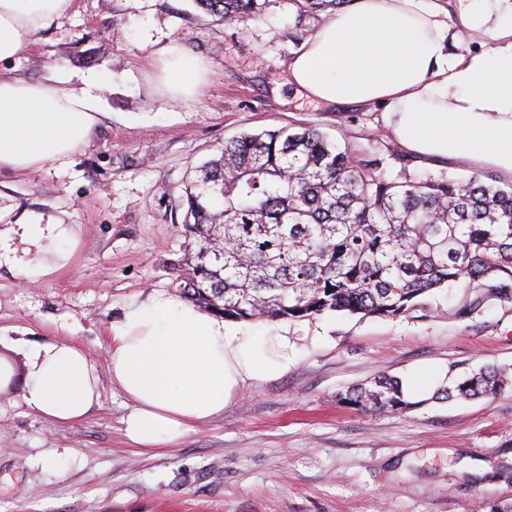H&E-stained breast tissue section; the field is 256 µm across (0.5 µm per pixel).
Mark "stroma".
Listing matches in <instances>:
<instances>
[{
  "label": "stroma",
  "mask_w": 512,
  "mask_h": 512,
  "mask_svg": "<svg viewBox=\"0 0 512 512\" xmlns=\"http://www.w3.org/2000/svg\"><path fill=\"white\" fill-rule=\"evenodd\" d=\"M326 12L292 0L227 26L193 0H74L40 31L12 75L35 80L59 65L67 84L104 75V117L67 166L0 174L9 221L41 214L76 225L68 267L31 283L35 246L0 238V355L71 342L100 375V404L84 421L53 425L0 393V512H478L512 502V390L429 400L404 412L345 404L348 387L442 366L457 380L486 365L512 371V301L475 306L480 291L444 286L394 318L326 312L288 321L297 363L245 388L222 415L180 443L130 446V402L113 386L105 342L125 302L152 290L179 295L187 237L183 201L195 167L225 139L285 125L312 126L374 160L398 183L465 179L470 164L413 156L376 103L304 96L288 66ZM173 39L203 57L210 78L190 102L165 100L151 51Z\"/></svg>",
  "instance_id": "1"
}]
</instances>
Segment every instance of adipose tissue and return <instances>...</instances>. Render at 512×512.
Returning a JSON list of instances; mask_svg holds the SVG:
<instances>
[{
  "label": "adipose tissue",
  "mask_w": 512,
  "mask_h": 512,
  "mask_svg": "<svg viewBox=\"0 0 512 512\" xmlns=\"http://www.w3.org/2000/svg\"><path fill=\"white\" fill-rule=\"evenodd\" d=\"M351 0L326 19L289 64L308 96L381 103L410 152L453 157L512 176V0ZM72 0H0V63L29 53L37 34L66 16ZM487 42L452 51L463 35ZM166 99L192 101L207 83L206 61L174 39L157 53ZM104 76L63 88L58 74L26 80L0 73V172L23 174L71 163L101 120ZM40 258L39 281L68 265L78 234L71 224H23ZM108 372L131 407L122 419L131 445L154 450L180 442L223 413L249 385L275 380L297 362L287 332L265 336L154 290L127 302L110 322ZM100 377L80 347L49 342L25 356L23 371L0 356V391L52 424L87 418L100 402Z\"/></svg>",
  "instance_id": "adipose-tissue-1"
}]
</instances>
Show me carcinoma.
Segmentation results:
<instances>
[{
	"mask_svg": "<svg viewBox=\"0 0 512 512\" xmlns=\"http://www.w3.org/2000/svg\"><path fill=\"white\" fill-rule=\"evenodd\" d=\"M226 25L265 0H195ZM303 13L344 0H294ZM187 258L180 288L226 319H303L325 312L394 318L435 288L493 281L512 301V184L480 175L398 183L312 127L243 133L195 170L186 193ZM224 236V254L211 242ZM512 387L494 367L437 389L433 399L494 396ZM344 400L409 408L381 376Z\"/></svg>",
	"mask_w": 512,
	"mask_h": 512,
	"instance_id": "cac0c4a2",
	"label": "carcinoma"
}]
</instances>
